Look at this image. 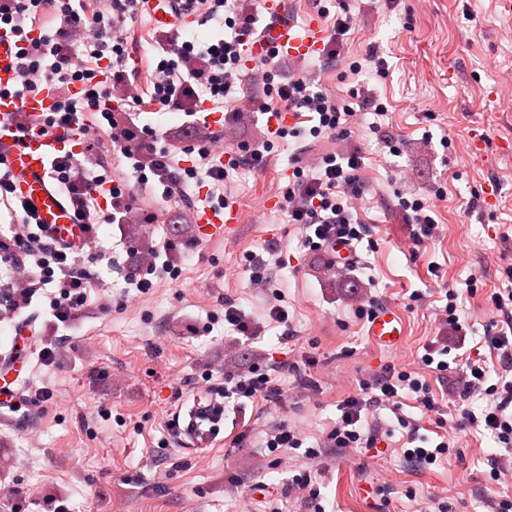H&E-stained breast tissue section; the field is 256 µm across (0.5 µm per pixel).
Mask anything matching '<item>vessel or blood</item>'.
Returning a JSON list of instances; mask_svg holds the SVG:
<instances>
[{
  "instance_id": "1",
  "label": "vessel or blood",
  "mask_w": 512,
  "mask_h": 512,
  "mask_svg": "<svg viewBox=\"0 0 512 512\" xmlns=\"http://www.w3.org/2000/svg\"><path fill=\"white\" fill-rule=\"evenodd\" d=\"M176 0H149L148 11L154 27L171 31L179 29L184 16L175 11ZM323 34L317 22L299 27L292 19L279 18L270 22L253 47V56L268 50L291 58L315 56L323 46ZM16 49L11 34L0 31V166L6 167L13 185L28 209L46 225L50 236L63 245L81 247L89 237L82 225L73 223L69 205L57 188L50 166L54 158L81 153L83 143L66 128L54 135L41 137L22 135L14 123L16 114L28 119H40L50 112L53 93L49 90L18 98L10 90L16 83ZM241 219L237 208L196 210L195 225L199 242L209 243L227 236ZM372 343L386 350L399 348L407 335L402 315L392 307L377 310L368 325ZM32 331L29 323L17 327L7 353H0V381L7 383L8 394H0V408L27 405L28 397L21 390L22 374L30 359ZM223 404L217 396L193 399L186 416L181 417L182 434L199 446H206L213 437L212 424L219 421Z\"/></svg>"
}]
</instances>
